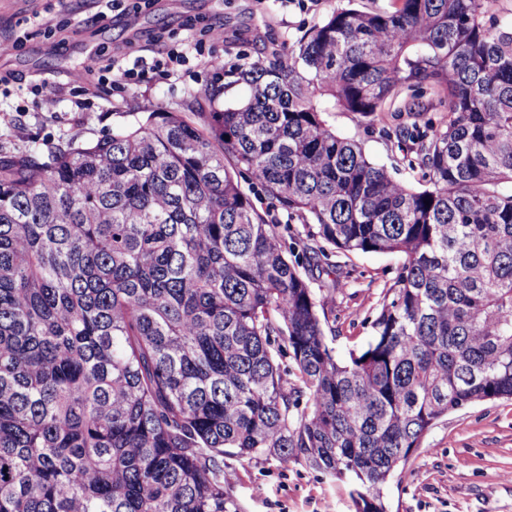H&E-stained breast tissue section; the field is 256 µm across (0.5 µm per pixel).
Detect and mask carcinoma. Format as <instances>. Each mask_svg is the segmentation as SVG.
Segmentation results:
<instances>
[{
  "label": "carcinoma",
  "mask_w": 512,
  "mask_h": 512,
  "mask_svg": "<svg viewBox=\"0 0 512 512\" xmlns=\"http://www.w3.org/2000/svg\"><path fill=\"white\" fill-rule=\"evenodd\" d=\"M340 8L182 112L0 159V512H241L230 459L300 463L354 512L449 412L512 399V19ZM405 83L424 187L336 134ZM321 242L288 255L238 177ZM403 262L345 359L303 261Z\"/></svg>",
  "instance_id": "obj_1"
}]
</instances>
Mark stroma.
Listing matches in <instances>:
<instances>
[{"label": "stroma", "mask_w": 512, "mask_h": 512, "mask_svg": "<svg viewBox=\"0 0 512 512\" xmlns=\"http://www.w3.org/2000/svg\"><path fill=\"white\" fill-rule=\"evenodd\" d=\"M305 8L280 0H151L148 7L113 15L108 0H0V43L16 42L0 54V157L43 152L71 141L88 142L133 124L139 113L177 112L198 89L224 85V72L247 67L273 50H287L303 31L347 0H305ZM220 58L215 69L182 67L167 78L152 72L135 82L110 78L88 86L78 80L88 50L118 52L127 58L153 49L156 37L178 46L187 34L210 41ZM54 91L53 107L43 103ZM414 85L402 86L380 112L327 113L340 136L359 141L366 155L407 184L420 183L411 142L399 130L428 132L447 120L434 108L409 112L406 102L425 97ZM284 246L305 238L298 218L274 208L255 181L242 179ZM335 275L315 266L304 274L313 290L334 287L323 323L336 355L364 346L370 323L381 308L402 258L358 253L331 257ZM233 493L244 512H354L345 484L303 465L273 459L233 463ZM388 512H512V400L479 402L453 411L425 436L422 445L383 489Z\"/></svg>", "instance_id": "1"}]
</instances>
